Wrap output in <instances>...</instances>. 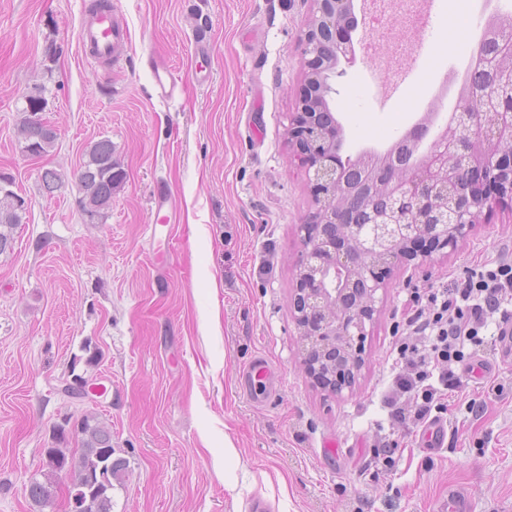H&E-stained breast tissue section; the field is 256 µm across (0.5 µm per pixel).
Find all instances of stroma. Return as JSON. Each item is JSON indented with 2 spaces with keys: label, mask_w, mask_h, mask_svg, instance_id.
Instances as JSON below:
<instances>
[{
  "label": "stroma",
  "mask_w": 512,
  "mask_h": 512,
  "mask_svg": "<svg viewBox=\"0 0 512 512\" xmlns=\"http://www.w3.org/2000/svg\"><path fill=\"white\" fill-rule=\"evenodd\" d=\"M93 2L0 0V173L28 200L13 249L0 254V512H64L67 478L55 477L46 505L27 487L46 471L45 449L89 410L125 464L112 512H248L254 496L270 512H442L452 490L468 494L471 512H512V352L501 337L465 345L456 372L482 375L433 408L448 424L442 449L392 425L384 404L414 289L512 261V206L483 213L458 250L393 269L359 379L336 396L305 372L291 304L313 208L288 140L310 0H110L129 39L103 68L78 41ZM396 8L354 0L357 62L331 102L351 156L384 149L439 107L431 86L470 35L437 0L418 63L397 62L386 88L373 57L390 51L383 33ZM154 57L185 87L174 101L155 96ZM36 85L58 139L30 162L15 124ZM103 138L126 179L92 223L77 173ZM46 169L65 175L51 195ZM160 191L179 203L161 262L148 230ZM259 357L275 387L261 403L242 381ZM75 374L103 391L68 397L61 382ZM385 443L391 470L374 459Z\"/></svg>",
  "instance_id": "stroma-1"
}]
</instances>
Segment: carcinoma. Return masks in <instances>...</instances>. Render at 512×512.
<instances>
[{"mask_svg": "<svg viewBox=\"0 0 512 512\" xmlns=\"http://www.w3.org/2000/svg\"><path fill=\"white\" fill-rule=\"evenodd\" d=\"M494 42L482 48L479 63L470 81L485 74V70L497 65L500 57L512 50V26L501 27L492 22ZM47 108L46 98L38 93L26 97L23 116L16 125L15 136L20 148H30L46 155L54 147L56 137L49 135L36 115ZM112 141L100 139L88 150V160L78 171L81 210L101 220L112 206V194L124 183L125 174L113 158ZM44 189L53 194L61 188L64 175L57 170L46 169L41 174ZM22 223V214L14 202V192L8 191L0 181V254L12 247L14 232ZM79 448L70 452L67 448H48L49 459L46 480H33L28 487L29 496L36 503L48 504L53 493L51 477L62 472L70 479L69 491L78 495L83 504L82 512H112V480L121 476L123 462L112 458V431L96 414L87 413L74 426Z\"/></svg>", "mask_w": 512, "mask_h": 512, "instance_id": "obj_1", "label": "carcinoma"}]
</instances>
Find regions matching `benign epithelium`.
I'll return each mask as SVG.
<instances>
[{"label":"benign epithelium","mask_w":512,"mask_h":512,"mask_svg":"<svg viewBox=\"0 0 512 512\" xmlns=\"http://www.w3.org/2000/svg\"><path fill=\"white\" fill-rule=\"evenodd\" d=\"M302 34L305 81L291 125L314 210L300 225L294 309L302 349L316 372L336 368L335 394L352 390L365 361L367 327L395 264L418 257L415 244L456 250L492 200H512V57L486 88L458 99L433 146L404 166L370 150L342 156L341 124L325 111L336 79L356 64L352 0H311Z\"/></svg>","instance_id":"obj_1"}]
</instances>
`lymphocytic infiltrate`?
<instances>
[{
	"mask_svg": "<svg viewBox=\"0 0 512 512\" xmlns=\"http://www.w3.org/2000/svg\"><path fill=\"white\" fill-rule=\"evenodd\" d=\"M410 310L412 336L397 348L398 371L384 396L392 423L404 427L427 422L443 390L462 387L453 365L465 342L478 341L490 323L501 336L512 330V263L469 268L462 278L415 294Z\"/></svg>",
	"mask_w": 512,
	"mask_h": 512,
	"instance_id": "lymphocytic-infiltrate-1",
	"label": "lymphocytic infiltrate"
}]
</instances>
